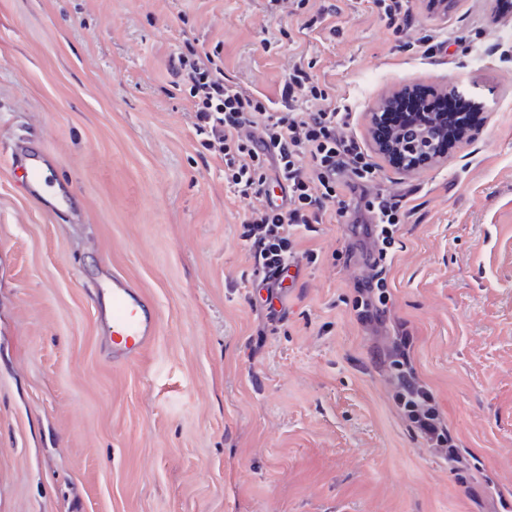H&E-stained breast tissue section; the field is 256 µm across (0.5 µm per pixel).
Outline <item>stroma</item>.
I'll return each instance as SVG.
<instances>
[{
    "instance_id": "obj_1",
    "label": "stroma",
    "mask_w": 512,
    "mask_h": 512,
    "mask_svg": "<svg viewBox=\"0 0 512 512\" xmlns=\"http://www.w3.org/2000/svg\"><path fill=\"white\" fill-rule=\"evenodd\" d=\"M388 28L371 0H0V512H496L512 500V11L458 0ZM339 35H332V28ZM276 97L304 58L408 217L387 278L464 462L396 410L357 321L368 275L347 222L320 224L276 314L240 237L247 205L197 136L169 60L184 40ZM447 42L427 52L426 40ZM488 97L431 166L393 167L370 117L404 87ZM63 199L30 198L17 148ZM127 279L155 339L112 362Z\"/></svg>"
}]
</instances>
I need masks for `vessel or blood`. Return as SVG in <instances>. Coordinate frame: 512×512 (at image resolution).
Instances as JSON below:
<instances>
[{"mask_svg": "<svg viewBox=\"0 0 512 512\" xmlns=\"http://www.w3.org/2000/svg\"><path fill=\"white\" fill-rule=\"evenodd\" d=\"M25 184L29 195L34 198L43 196L50 187V181L37 155H30L27 159ZM110 295L112 362L125 365L152 342L157 317L151 306L121 278H113Z\"/></svg>", "mask_w": 512, "mask_h": 512, "instance_id": "vessel-or-blood-1", "label": "vessel or blood"}]
</instances>
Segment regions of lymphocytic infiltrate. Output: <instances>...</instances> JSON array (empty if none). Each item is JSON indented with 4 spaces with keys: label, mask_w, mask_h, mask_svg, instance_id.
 <instances>
[{
    "label": "lymphocytic infiltrate",
    "mask_w": 512,
    "mask_h": 512,
    "mask_svg": "<svg viewBox=\"0 0 512 512\" xmlns=\"http://www.w3.org/2000/svg\"><path fill=\"white\" fill-rule=\"evenodd\" d=\"M171 70L189 85L194 126L206 134V149L223 159L225 182L248 201L242 240L260 268L289 275L299 233L345 216L344 210L332 207L338 176L353 175L355 190L380 177L359 141L344 135L348 113L329 104L326 89L299 61L293 63L276 102L225 80L214 56L190 43L173 58ZM481 110L470 95L415 86L384 101L379 124L399 138L414 125L437 122L443 130L439 150L445 153L478 122ZM271 181L283 189V200L271 196ZM406 215L400 202L381 195L370 216L359 214L352 221L353 234L372 242L380 260L354 301L358 320L376 331L387 324L391 292L385 265L392 260ZM411 346L406 331H395L382 356L393 402L428 447L457 463L456 438L433 389L417 374Z\"/></svg>",
    "instance_id": "1"
}]
</instances>
